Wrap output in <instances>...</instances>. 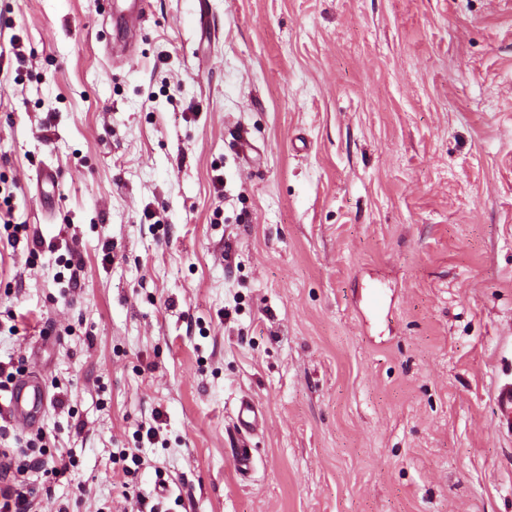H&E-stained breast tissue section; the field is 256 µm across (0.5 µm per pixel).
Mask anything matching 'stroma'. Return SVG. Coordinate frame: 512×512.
<instances>
[{"label": "stroma", "mask_w": 512, "mask_h": 512, "mask_svg": "<svg viewBox=\"0 0 512 512\" xmlns=\"http://www.w3.org/2000/svg\"><path fill=\"white\" fill-rule=\"evenodd\" d=\"M208 2L117 63L0 0V365L75 460L34 512H512V0ZM494 399L499 414V426L503 431L512 435V380L502 381L498 384ZM260 412L250 400H242L237 413V427L240 431L251 433L260 421Z\"/></svg>", "instance_id": "stroma-1"}]
</instances>
